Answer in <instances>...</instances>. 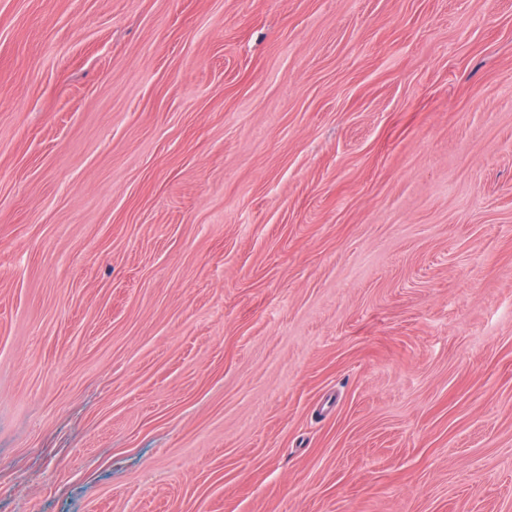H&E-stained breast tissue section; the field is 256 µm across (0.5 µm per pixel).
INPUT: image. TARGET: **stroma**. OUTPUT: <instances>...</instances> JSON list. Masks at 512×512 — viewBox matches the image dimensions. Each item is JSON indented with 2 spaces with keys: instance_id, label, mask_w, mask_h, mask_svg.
Here are the masks:
<instances>
[{
  "instance_id": "obj_1",
  "label": "stroma",
  "mask_w": 512,
  "mask_h": 512,
  "mask_svg": "<svg viewBox=\"0 0 512 512\" xmlns=\"http://www.w3.org/2000/svg\"><path fill=\"white\" fill-rule=\"evenodd\" d=\"M0 512H512V0H0Z\"/></svg>"
}]
</instances>
